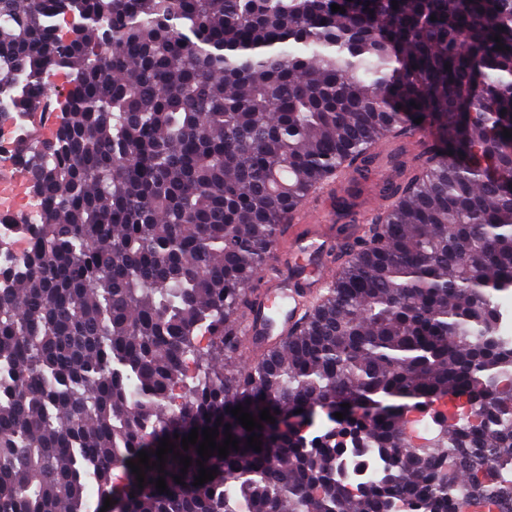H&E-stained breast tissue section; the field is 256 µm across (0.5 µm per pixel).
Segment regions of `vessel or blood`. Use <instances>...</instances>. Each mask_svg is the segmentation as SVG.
I'll return each instance as SVG.
<instances>
[{
    "label": "vessel or blood",
    "instance_id": "obj_1",
    "mask_svg": "<svg viewBox=\"0 0 512 512\" xmlns=\"http://www.w3.org/2000/svg\"><path fill=\"white\" fill-rule=\"evenodd\" d=\"M329 201L296 212L288 233L271 246L270 264L257 292L260 313H250L240 324V334L255 349L266 347L299 320L313 288L329 277L332 241L325 230Z\"/></svg>",
    "mask_w": 512,
    "mask_h": 512
}]
</instances>
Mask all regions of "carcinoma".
<instances>
[{"label":"carcinoma","instance_id":"1","mask_svg":"<svg viewBox=\"0 0 512 512\" xmlns=\"http://www.w3.org/2000/svg\"><path fill=\"white\" fill-rule=\"evenodd\" d=\"M68 13L81 25L64 39ZM53 70L70 77L57 132L19 148L40 219L0 218L30 241L0 286V512H100L118 466L117 512H458V483L479 512H512L496 301L512 288V0H0V113L35 111ZM419 117L439 144L303 325L238 366L231 323L286 214L368 175ZM437 396L448 414L414 448L407 404ZM342 401L396 410L313 441L289 422ZM227 424L239 449L194 485L182 438L216 427L221 444ZM165 437L191 458L185 485L169 453L138 488L128 462L158 460ZM348 452L384 461L356 494Z\"/></svg>","mask_w":512,"mask_h":512}]
</instances>
